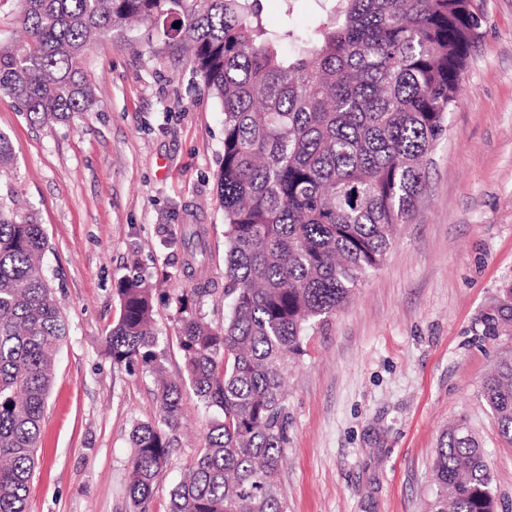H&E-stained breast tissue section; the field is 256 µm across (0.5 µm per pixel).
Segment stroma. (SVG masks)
<instances>
[{
    "mask_svg": "<svg viewBox=\"0 0 512 512\" xmlns=\"http://www.w3.org/2000/svg\"><path fill=\"white\" fill-rule=\"evenodd\" d=\"M475 2L479 37L412 220L289 364L288 512H427L435 450L459 422L484 450L498 512H512V443L483 392L512 359V323L498 314L512 287V0ZM84 70L98 108L66 124H34L0 95V132L15 150L0 191H17L43 224V270L71 328L26 512L131 510L130 434L160 418L151 378L104 353L131 257L146 275L166 273L178 293L189 282L164 233L203 224L208 273L224 282L219 105L185 60L110 36L95 42ZM208 425L186 392L150 512H169Z\"/></svg>",
    "mask_w": 512,
    "mask_h": 512,
    "instance_id": "obj_1",
    "label": "stroma"
}]
</instances>
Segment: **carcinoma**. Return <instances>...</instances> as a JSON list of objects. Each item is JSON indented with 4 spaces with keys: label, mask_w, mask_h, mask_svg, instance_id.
Segmentation results:
<instances>
[{
    "label": "carcinoma",
    "mask_w": 512,
    "mask_h": 512,
    "mask_svg": "<svg viewBox=\"0 0 512 512\" xmlns=\"http://www.w3.org/2000/svg\"><path fill=\"white\" fill-rule=\"evenodd\" d=\"M272 31L260 0H0L23 37L0 44V94L33 123L94 112L84 74L112 33L189 62L224 112V323L197 312L216 293L201 224L170 239L192 285L173 306L183 376H166L154 330L156 289L139 265L116 288L105 338L112 365L150 376L161 423H139L127 496L149 512L167 468L184 390L213 414L205 446L170 492L169 512H287L288 360L378 267L410 221L428 156L448 131L478 38L473 0H316L311 24ZM180 27H173L174 23ZM14 164L0 133V172ZM43 225L0 194V512H26L57 352L70 335L42 272ZM484 394L512 442V363ZM432 512H497L493 477L469 428L441 437Z\"/></svg>",
    "instance_id": "obj_1"
}]
</instances>
